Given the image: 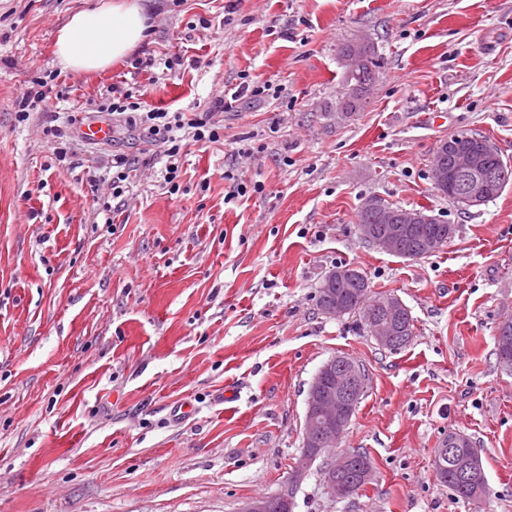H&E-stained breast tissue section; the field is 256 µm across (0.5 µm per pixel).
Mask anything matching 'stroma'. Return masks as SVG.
Masks as SVG:
<instances>
[{
    "mask_svg": "<svg viewBox=\"0 0 512 512\" xmlns=\"http://www.w3.org/2000/svg\"><path fill=\"white\" fill-rule=\"evenodd\" d=\"M91 2L0 0V512H240L281 493L309 384L338 355L366 386L335 451L366 453L373 478L332 497L317 459L292 512H512V372L496 356L512 183L465 212L430 170L460 132L512 163V0H241L231 15L227 0H149L136 56L151 67L61 70L57 33ZM360 39L379 67L344 115L340 49ZM50 74L62 162L41 110L15 119L24 85ZM245 74L280 96L209 112ZM116 87L222 127L223 141L186 146L178 192L162 146L102 111ZM92 120L111 124L108 141L83 138ZM116 155L137 161L118 198ZM238 180L263 190L232 197ZM371 196L455 232L428 256L390 255L359 232ZM341 265L406 305L405 347L380 346L360 314L321 311ZM452 432L482 458L480 500L436 474Z\"/></svg>",
    "mask_w": 512,
    "mask_h": 512,
    "instance_id": "stroma-1",
    "label": "stroma"
}]
</instances>
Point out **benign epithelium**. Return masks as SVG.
Here are the masks:
<instances>
[{
    "label": "benign epithelium",
    "mask_w": 512,
    "mask_h": 512,
    "mask_svg": "<svg viewBox=\"0 0 512 512\" xmlns=\"http://www.w3.org/2000/svg\"><path fill=\"white\" fill-rule=\"evenodd\" d=\"M369 51V44L359 41L355 51L344 56L350 70H356ZM451 156L455 172L465 177L463 189L467 192L469 202L478 204L484 200L493 186L497 185V173L488 170L477 162L475 150L461 149L451 141L438 147L437 161L431 168L434 185L448 187V166L444 163L446 156ZM363 210L381 223L385 224L377 246L396 257L414 260L429 255L440 249L441 241L433 236L423 239L420 253L410 252L404 248V241L418 224L430 223V216L418 211L385 207L380 198L372 196L362 204ZM354 276L353 268H333L324 278L326 291L338 287L345 279ZM409 313L408 308L397 297L386 295L366 311L368 328L376 341L386 346L396 339L402 331L399 320ZM501 336L499 361L504 368L512 369V321L507 319L500 325ZM362 377L360 369L354 362L340 356L327 360L313 377L306 397L304 416V436L302 455L299 464L289 478L291 486H298L313 463L328 450L336 447L345 434L349 418L356 404V394L351 384ZM350 464L347 453L333 455L328 460L330 474L326 476L327 488L334 497H348L354 494V488L346 481Z\"/></svg>",
    "instance_id": "obj_1"
}]
</instances>
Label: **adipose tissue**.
Returning <instances> with one entry per match:
<instances>
[{
    "instance_id": "obj_1",
    "label": "adipose tissue",
    "mask_w": 512,
    "mask_h": 512,
    "mask_svg": "<svg viewBox=\"0 0 512 512\" xmlns=\"http://www.w3.org/2000/svg\"><path fill=\"white\" fill-rule=\"evenodd\" d=\"M147 21L142 0H104L70 17L56 40L57 60L74 73L104 70L147 39Z\"/></svg>"
}]
</instances>
